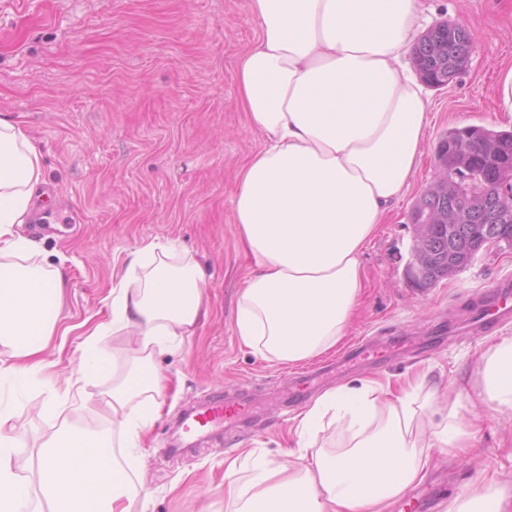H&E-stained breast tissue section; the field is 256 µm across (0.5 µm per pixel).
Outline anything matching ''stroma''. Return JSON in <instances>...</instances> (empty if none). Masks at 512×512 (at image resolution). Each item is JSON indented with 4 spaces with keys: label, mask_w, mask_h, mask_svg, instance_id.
<instances>
[{
    "label": "stroma",
    "mask_w": 512,
    "mask_h": 512,
    "mask_svg": "<svg viewBox=\"0 0 512 512\" xmlns=\"http://www.w3.org/2000/svg\"><path fill=\"white\" fill-rule=\"evenodd\" d=\"M418 3L427 24L449 20L474 33L470 59L449 85L424 89L423 153L361 258L368 287L347 336L289 366L245 346L234 325L252 257L233 199L242 162L262 144L247 126L235 79L238 57L258 35L249 0H0V113L37 143L44 181L34 201L68 227L62 237L19 228L65 277L60 333L43 354L45 368L21 396L0 388V406L19 425L21 477H31L32 452L61 425L111 433L98 403L111 376L88 381L82 404L51 408L48 395L77 377L85 333L110 320L129 255L153 241L177 242L199 263L207 315L194 336L156 359L158 416L142 399L127 407L145 426L141 445H115V454L149 491L132 512H230L225 459L248 478L257 460L285 458L297 445V414L358 379L418 376L424 388L458 396L459 418H469L481 355L512 336V323L477 333L469 319L480 294L512 277V247L432 287H413L411 212L436 176L435 150L448 128L512 130L497 95L512 68V0ZM215 392L242 398L245 418L228 420L216 441L171 450L176 418ZM482 416L477 456L433 449L424 479L436 490L431 512H444L488 472L512 489V416L489 408Z\"/></svg>",
    "instance_id": "stroma-1"
}]
</instances>
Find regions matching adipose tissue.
<instances>
[{
  "label": "adipose tissue",
  "mask_w": 512,
  "mask_h": 512,
  "mask_svg": "<svg viewBox=\"0 0 512 512\" xmlns=\"http://www.w3.org/2000/svg\"><path fill=\"white\" fill-rule=\"evenodd\" d=\"M259 33L236 82L262 148L239 170L234 222L255 261L237 300L235 332L266 358L299 365L344 338L363 292L361 255L403 194L428 124L423 87L406 58L422 25L418 0H250ZM43 181L40 152L0 115V379L27 382L60 319L64 280L17 227ZM203 273L174 245L132 253L112 290L111 319L81 346L80 377L105 375V333L128 337V371L105 394L111 434L138 443L128 405L159 398L155 359L168 339L192 336L206 311ZM479 397L512 413V338L483 357ZM331 416L342 443L313 447ZM11 413L0 410V512H131L142 492L117 463L111 434L65 426L19 477ZM287 460L259 462L249 483L224 468L233 512H386L421 481L430 451L472 450L458 407L411 385L392 393L362 380L324 393L297 423ZM446 512H512L496 477Z\"/></svg>",
  "instance_id": "obj_1"
}]
</instances>
